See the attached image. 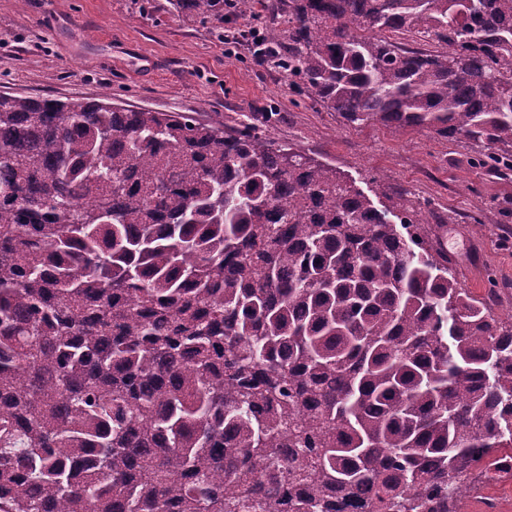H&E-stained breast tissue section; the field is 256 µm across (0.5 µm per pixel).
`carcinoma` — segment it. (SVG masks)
Listing matches in <instances>:
<instances>
[{"mask_svg":"<svg viewBox=\"0 0 512 512\" xmlns=\"http://www.w3.org/2000/svg\"><path fill=\"white\" fill-rule=\"evenodd\" d=\"M259 2L298 93L512 171V0ZM422 223L249 125L0 94V512H460L512 320Z\"/></svg>","mask_w":512,"mask_h":512,"instance_id":"1","label":"carcinoma"}]
</instances>
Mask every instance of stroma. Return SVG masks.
Segmentation results:
<instances>
[{
  "label": "stroma",
  "instance_id": "obj_1",
  "mask_svg": "<svg viewBox=\"0 0 512 512\" xmlns=\"http://www.w3.org/2000/svg\"><path fill=\"white\" fill-rule=\"evenodd\" d=\"M265 28L258 13L188 18L171 0H0V93L105 98L228 131L254 123L274 146L336 168L377 209L393 194L411 200L458 285L512 315V171L475 167L468 144L428 129L346 124L260 61L248 33ZM460 506L512 512V475L469 486Z\"/></svg>",
  "mask_w": 512,
  "mask_h": 512
}]
</instances>
